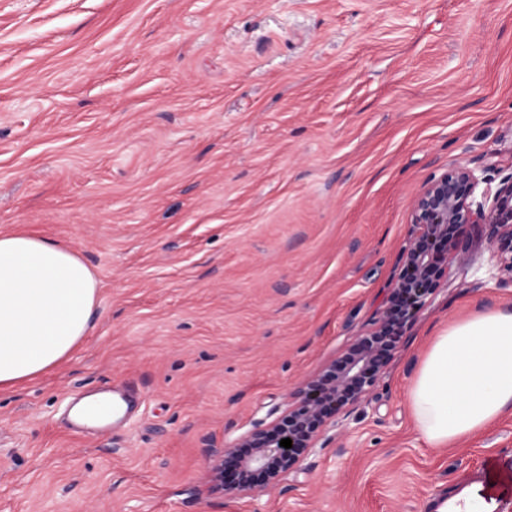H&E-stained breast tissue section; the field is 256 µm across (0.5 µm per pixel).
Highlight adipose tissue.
I'll list each match as a JSON object with an SVG mask.
<instances>
[{
	"label": "adipose tissue",
	"mask_w": 512,
	"mask_h": 512,
	"mask_svg": "<svg viewBox=\"0 0 512 512\" xmlns=\"http://www.w3.org/2000/svg\"><path fill=\"white\" fill-rule=\"evenodd\" d=\"M97 280L69 247L26 234L0 235V389L64 361L89 335ZM409 403L433 448L471 439L512 414V311L453 321L420 362Z\"/></svg>",
	"instance_id": "obj_1"
}]
</instances>
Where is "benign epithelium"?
<instances>
[{"mask_svg": "<svg viewBox=\"0 0 512 512\" xmlns=\"http://www.w3.org/2000/svg\"><path fill=\"white\" fill-rule=\"evenodd\" d=\"M486 179L469 168H452L433 177L416 200L413 223L417 234L406 250L403 271L394 286L389 306L374 327L357 337L341 360L308 380L295 394L288 411L273 425L253 430L237 442L212 450L210 491L234 495L256 492L280 481L309 450L326 427L337 426L347 407L360 402L375 386L397 350L418 309L446 273L429 252L439 243L443 255L463 258L460 236L466 224H494L495 248L506 256L512 273V175L502 179L495 192L481 188ZM289 438L292 447L280 441ZM237 478L225 477V459L239 449Z\"/></svg>", "mask_w": 512, "mask_h": 512, "instance_id": "7a95c632", "label": "benign epithelium"}]
</instances>
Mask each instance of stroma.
I'll return each mask as SVG.
<instances>
[{"mask_svg": "<svg viewBox=\"0 0 512 512\" xmlns=\"http://www.w3.org/2000/svg\"><path fill=\"white\" fill-rule=\"evenodd\" d=\"M512 175V0H0V234L73 248L99 282L69 358L0 390V512H423L512 416L430 447L426 344L512 310L493 225L377 385L280 482L207 491L210 451L274 423L388 307L413 208L451 168ZM134 385L118 429L70 396Z\"/></svg>", "mask_w": 512, "mask_h": 512, "instance_id": "obj_1", "label": "stroma"}]
</instances>
